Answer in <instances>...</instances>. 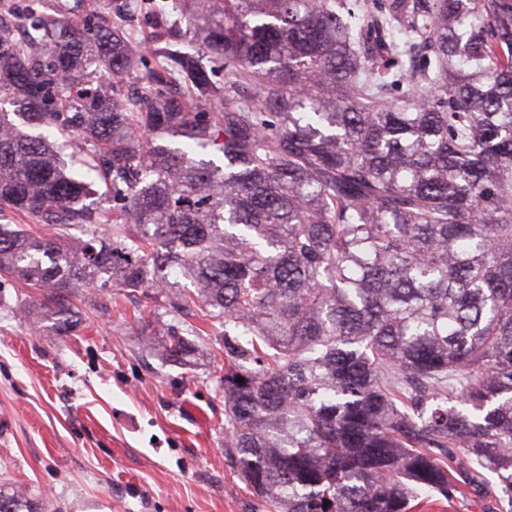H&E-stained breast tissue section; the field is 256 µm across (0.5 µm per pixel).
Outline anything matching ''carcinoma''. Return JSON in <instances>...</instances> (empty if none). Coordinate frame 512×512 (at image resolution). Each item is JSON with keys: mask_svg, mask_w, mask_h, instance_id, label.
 I'll list each match as a JSON object with an SVG mask.
<instances>
[{"mask_svg": "<svg viewBox=\"0 0 512 512\" xmlns=\"http://www.w3.org/2000/svg\"><path fill=\"white\" fill-rule=\"evenodd\" d=\"M180 2L150 66L109 27L0 28V216L67 234L0 224V274L64 331L90 286L204 305L268 512H418L487 471L512 504V0ZM44 510L0 485V512Z\"/></svg>", "mask_w": 512, "mask_h": 512, "instance_id": "carcinoma-1", "label": "carcinoma"}]
</instances>
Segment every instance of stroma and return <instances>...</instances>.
<instances>
[{"label": "stroma", "mask_w": 512, "mask_h": 512, "mask_svg": "<svg viewBox=\"0 0 512 512\" xmlns=\"http://www.w3.org/2000/svg\"><path fill=\"white\" fill-rule=\"evenodd\" d=\"M41 0L39 9L121 25L151 44L148 11L125 0ZM41 290L0 288V481L53 512H263L224 447V338L195 312L189 365L163 361L175 316L115 288L75 294L74 325L42 319ZM29 307L23 317L20 307Z\"/></svg>", "instance_id": "1"}]
</instances>
